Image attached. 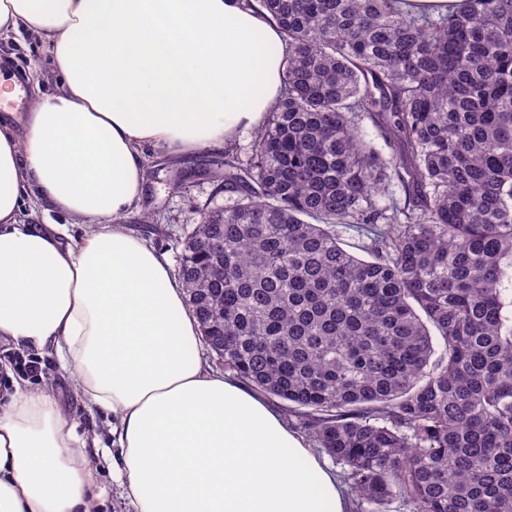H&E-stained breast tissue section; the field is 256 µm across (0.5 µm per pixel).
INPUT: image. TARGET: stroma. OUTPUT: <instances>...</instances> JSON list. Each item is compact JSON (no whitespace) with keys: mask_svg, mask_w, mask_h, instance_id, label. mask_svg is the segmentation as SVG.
Returning a JSON list of instances; mask_svg holds the SVG:
<instances>
[{"mask_svg":"<svg viewBox=\"0 0 512 512\" xmlns=\"http://www.w3.org/2000/svg\"><path fill=\"white\" fill-rule=\"evenodd\" d=\"M8 55L9 67L17 74L18 84L30 80L41 83L45 89H55L57 76L52 63L31 36L24 34L12 40ZM218 157L217 151L200 149L175 161L153 160L140 207L122 216L121 224L133 235L148 240L167 256L170 264H177L181 241L196 222L199 210L221 209L233 202L232 196L217 189L213 162ZM43 365L77 435L92 443L89 456L97 470L94 489L97 512H133L122 486L112 478L109 461L102 456L103 448L112 444L111 416L88 414L73 377L55 358L44 357Z\"/></svg>","mask_w":512,"mask_h":512,"instance_id":"1","label":"stroma"}]
</instances>
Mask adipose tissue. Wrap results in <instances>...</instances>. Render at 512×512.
I'll return each instance as SVG.
<instances>
[{"mask_svg": "<svg viewBox=\"0 0 512 512\" xmlns=\"http://www.w3.org/2000/svg\"><path fill=\"white\" fill-rule=\"evenodd\" d=\"M56 89L0 113V339L47 351L112 415L134 512H349L316 448L233 373L209 371L170 263L117 219L148 150H223L281 98L280 28L247 0H0ZM95 230L21 224L23 194ZM0 512H94L96 470L54 391L0 393Z\"/></svg>", "mask_w": 512, "mask_h": 512, "instance_id": "ef3b65f1", "label": "adipose tissue"}]
</instances>
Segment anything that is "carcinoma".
Returning a JSON list of instances; mask_svg holds the SVG:
<instances>
[{
	"mask_svg": "<svg viewBox=\"0 0 512 512\" xmlns=\"http://www.w3.org/2000/svg\"><path fill=\"white\" fill-rule=\"evenodd\" d=\"M256 2L284 95L183 241L206 344L301 416L355 512H512V0ZM405 9L420 12L426 11L435 15L460 10L465 0H406Z\"/></svg>",
	"mask_w": 512,
	"mask_h": 512,
	"instance_id": "cac0c4a2",
	"label": "carcinoma"
}]
</instances>
